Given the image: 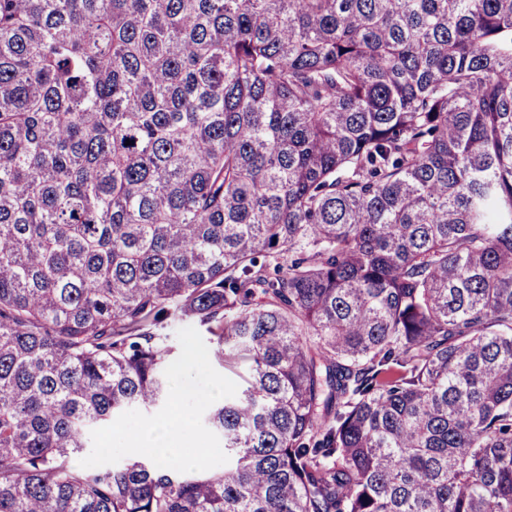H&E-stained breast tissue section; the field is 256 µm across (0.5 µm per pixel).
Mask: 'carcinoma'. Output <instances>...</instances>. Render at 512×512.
<instances>
[{
	"instance_id": "1",
	"label": "carcinoma",
	"mask_w": 512,
	"mask_h": 512,
	"mask_svg": "<svg viewBox=\"0 0 512 512\" xmlns=\"http://www.w3.org/2000/svg\"><path fill=\"white\" fill-rule=\"evenodd\" d=\"M0 512H512V0H0Z\"/></svg>"
}]
</instances>
